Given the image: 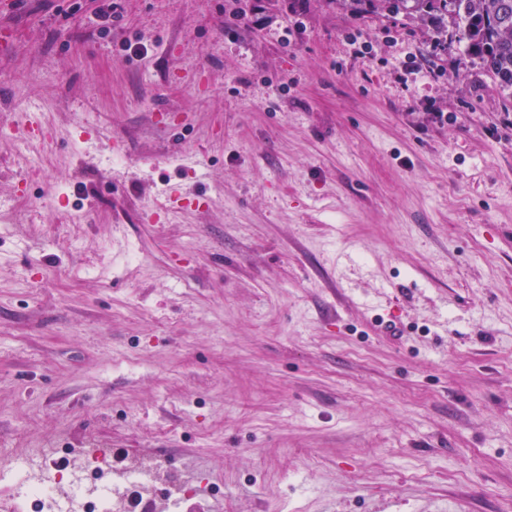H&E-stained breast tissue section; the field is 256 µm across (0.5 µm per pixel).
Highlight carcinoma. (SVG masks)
Instances as JSON below:
<instances>
[{"label": "carcinoma", "instance_id": "cac0c4a2", "mask_svg": "<svg viewBox=\"0 0 512 512\" xmlns=\"http://www.w3.org/2000/svg\"><path fill=\"white\" fill-rule=\"evenodd\" d=\"M389 15L425 17L433 10L450 18L459 41L480 48V64L498 84L512 89V0H339Z\"/></svg>", "mask_w": 512, "mask_h": 512}]
</instances>
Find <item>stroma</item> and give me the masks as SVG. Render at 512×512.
Here are the masks:
<instances>
[{
	"mask_svg": "<svg viewBox=\"0 0 512 512\" xmlns=\"http://www.w3.org/2000/svg\"><path fill=\"white\" fill-rule=\"evenodd\" d=\"M2 35L0 512L91 448L157 512H512V93L455 30L0 0Z\"/></svg>",
	"mask_w": 512,
	"mask_h": 512,
	"instance_id": "1",
	"label": "stroma"
}]
</instances>
